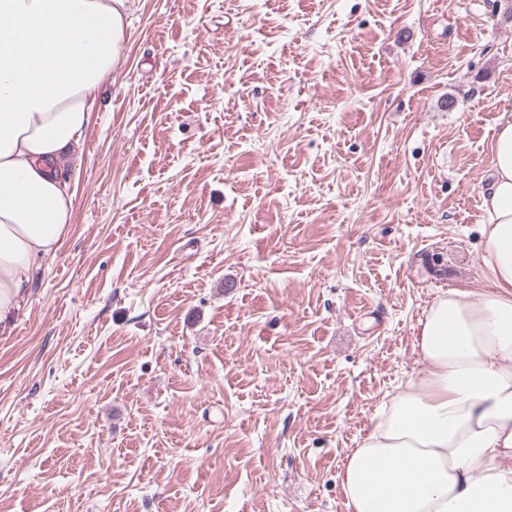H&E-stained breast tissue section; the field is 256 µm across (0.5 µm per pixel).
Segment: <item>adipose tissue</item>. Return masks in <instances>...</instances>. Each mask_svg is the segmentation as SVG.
Here are the masks:
<instances>
[{
    "mask_svg": "<svg viewBox=\"0 0 512 512\" xmlns=\"http://www.w3.org/2000/svg\"><path fill=\"white\" fill-rule=\"evenodd\" d=\"M128 0H0V335L29 274L65 240V154L96 117ZM482 193L479 294L451 288L418 322L421 369L389 396L339 473L348 512H512V115Z\"/></svg>",
    "mask_w": 512,
    "mask_h": 512,
    "instance_id": "ef3b65f1",
    "label": "adipose tissue"
}]
</instances>
